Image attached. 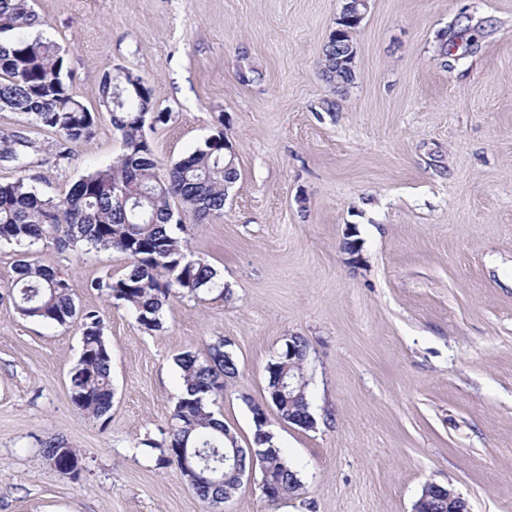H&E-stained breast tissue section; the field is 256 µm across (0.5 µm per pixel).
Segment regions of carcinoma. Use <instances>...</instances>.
Listing matches in <instances>:
<instances>
[{"mask_svg": "<svg viewBox=\"0 0 512 512\" xmlns=\"http://www.w3.org/2000/svg\"><path fill=\"white\" fill-rule=\"evenodd\" d=\"M38 17L28 0H0V111L26 115L39 129L53 131L64 142L92 137L99 113L78 99L71 74L58 45L28 30ZM322 78L345 91L354 82L351 70L327 69ZM99 108L108 113L120 133L123 153L117 160L74 182L65 196L46 197L28 181L30 157L41 150L25 134L0 138V162L17 177L0 182V241L26 250L15 262L13 300L26 319L66 325L79 323L82 354L70 377L71 400L77 411L101 419L112 408L111 356L103 338L102 322L94 311L77 309L70 282L57 270L29 256L28 248L43 243L74 253L112 250L127 257V271L90 283V288L128 307L137 324L155 331L162 314L178 293L198 294L222 286L220 274L204 258L188 259V241L180 236L175 205L191 209L199 221L224 214V185L237 181V167L226 168L224 147L204 142L194 152L164 168L145 135L140 116L165 124L169 113L153 111V90L128 70L106 72L100 82ZM185 392L176 402L167 438L143 442L148 448L187 447L200 466L224 472V421L209 410L224 388V378L237 373L233 355L224 341L210 345L203 356L186 352L177 358ZM43 455L63 451L79 462L76 451L57 437L42 442ZM264 469L278 482L286 497L297 496L302 481L281 448L264 458ZM238 486L231 478L203 483L196 495L203 501L224 502Z\"/></svg>", "mask_w": 512, "mask_h": 512, "instance_id": "1", "label": "carcinoma"}]
</instances>
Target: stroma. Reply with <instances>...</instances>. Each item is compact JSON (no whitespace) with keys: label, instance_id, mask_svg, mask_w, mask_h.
<instances>
[{"label":"stroma","instance_id":"35a3bbf8","mask_svg":"<svg viewBox=\"0 0 512 512\" xmlns=\"http://www.w3.org/2000/svg\"><path fill=\"white\" fill-rule=\"evenodd\" d=\"M30 5L89 109L103 74L129 69L170 115L146 130L162 164L222 133L239 178L222 216L180 210L223 285L171 298L157 331L89 287L121 276L125 255L34 246L103 322L112 409L100 419L71 401L79 324L17 312L19 248L0 242V512H413L429 482L472 512H512V0H370L342 94L319 65L343 0ZM35 139L29 181L52 197L123 152L105 114L68 163L55 164L52 132ZM292 336L310 346L312 430L281 421L267 392ZM222 339L238 371L212 409L246 448L251 407L265 406L298 498L268 501L256 474L229 501H202L144 445L169 427L177 357ZM52 435L76 449L77 478L43 458Z\"/></svg>","mask_w":512,"mask_h":512}]
</instances>
